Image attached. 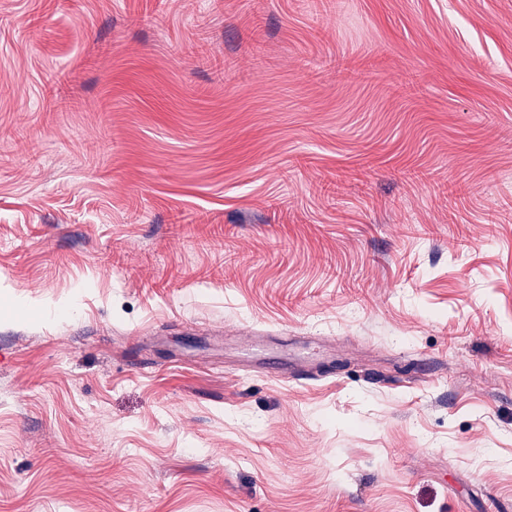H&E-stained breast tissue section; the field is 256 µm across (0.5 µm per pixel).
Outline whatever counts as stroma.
<instances>
[{"instance_id": "1", "label": "stroma", "mask_w": 512, "mask_h": 512, "mask_svg": "<svg viewBox=\"0 0 512 512\" xmlns=\"http://www.w3.org/2000/svg\"><path fill=\"white\" fill-rule=\"evenodd\" d=\"M0 512H512V0H0Z\"/></svg>"}]
</instances>
